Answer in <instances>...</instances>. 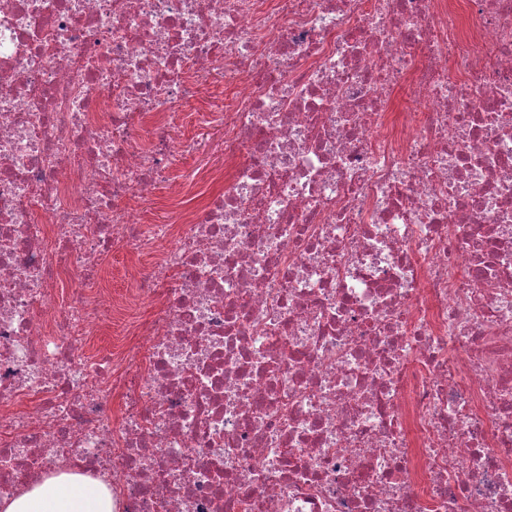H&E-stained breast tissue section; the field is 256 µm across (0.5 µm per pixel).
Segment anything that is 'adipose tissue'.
<instances>
[{
  "label": "adipose tissue",
  "mask_w": 512,
  "mask_h": 512,
  "mask_svg": "<svg viewBox=\"0 0 512 512\" xmlns=\"http://www.w3.org/2000/svg\"><path fill=\"white\" fill-rule=\"evenodd\" d=\"M0 512H113L112 492L82 476L63 474L0 501Z\"/></svg>",
  "instance_id": "adipose-tissue-1"
}]
</instances>
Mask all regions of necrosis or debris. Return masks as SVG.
<instances>
[{
	"instance_id": "obj_1",
	"label": "necrosis or debris",
	"mask_w": 512,
	"mask_h": 512,
	"mask_svg": "<svg viewBox=\"0 0 512 512\" xmlns=\"http://www.w3.org/2000/svg\"><path fill=\"white\" fill-rule=\"evenodd\" d=\"M209 124L223 169L175 176ZM61 473L512 512V0H0V500ZM169 188L166 184H160L151 196L139 203L138 209L144 221L164 220L168 214L167 198ZM145 259L127 252L113 253L105 261V282L113 294H123L129 288L130 282L125 277V271L135 265H141Z\"/></svg>"
}]
</instances>
